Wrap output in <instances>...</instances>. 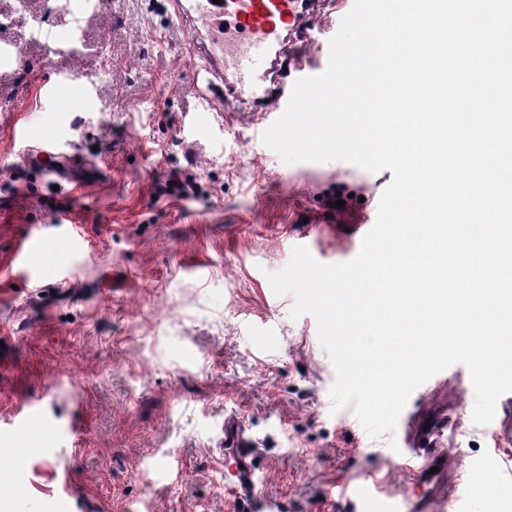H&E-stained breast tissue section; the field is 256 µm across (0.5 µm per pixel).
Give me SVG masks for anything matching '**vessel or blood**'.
Wrapping results in <instances>:
<instances>
[{
    "mask_svg": "<svg viewBox=\"0 0 512 512\" xmlns=\"http://www.w3.org/2000/svg\"><path fill=\"white\" fill-rule=\"evenodd\" d=\"M308 0H195L198 22L220 34L222 59L210 61L211 69H223L227 79L243 92L254 93L257 60L266 58L288 33L303 35L301 17L309 12ZM280 67L273 87L260 99L262 106L280 107L288 99L287 55L278 58ZM25 161L45 175H59L61 155L54 134L44 135L39 144L21 148ZM433 419H419L411 443L403 450L404 465L419 479L438 481L447 469V451L439 450ZM255 450L240 423L224 422V485L233 497L235 512H253L258 480ZM380 482L360 484L337 482L328 493L329 508L341 512H398L395 500L383 497Z\"/></svg>",
    "mask_w": 512,
    "mask_h": 512,
    "instance_id": "vessel-or-blood-1",
    "label": "vessel or blood"
}]
</instances>
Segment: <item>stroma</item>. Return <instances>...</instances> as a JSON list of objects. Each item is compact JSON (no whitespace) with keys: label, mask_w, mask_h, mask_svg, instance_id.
Wrapping results in <instances>:
<instances>
[{"label":"stroma","mask_w":512,"mask_h":512,"mask_svg":"<svg viewBox=\"0 0 512 512\" xmlns=\"http://www.w3.org/2000/svg\"><path fill=\"white\" fill-rule=\"evenodd\" d=\"M353 5L316 0L305 36L289 35L303 74L326 69ZM206 42L168 0L108 11L0 0V471L11 486L0 512H232L218 436L228 418L254 442L260 499L281 512H323L347 476L382 478L401 512H417L424 486L381 446L441 408L456 425L446 512H489L512 444L473 423L468 369L432 376L393 432L359 442L331 410L335 370L315 318H291L294 296L268 279L297 246L323 264L355 258L392 172L283 163L252 98L214 94L197 65ZM22 129L56 133L73 177L56 184L23 164ZM174 172L195 175L193 197L156 195ZM43 232L56 241L21 267L19 244ZM23 401L38 413L12 426ZM170 456L183 464L174 483L160 469Z\"/></svg>","instance_id":"1"}]
</instances>
